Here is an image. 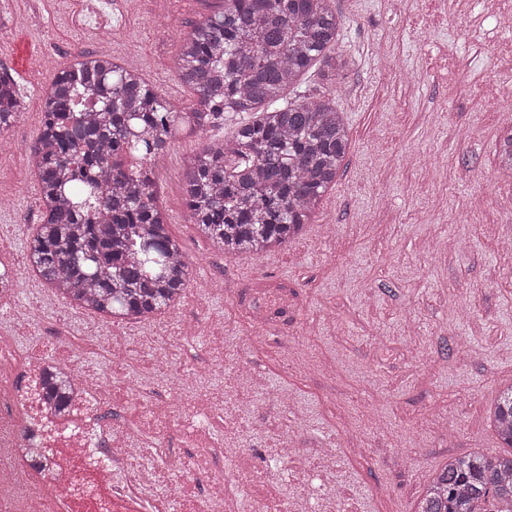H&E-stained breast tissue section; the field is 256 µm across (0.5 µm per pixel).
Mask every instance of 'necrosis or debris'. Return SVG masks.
I'll return each mask as SVG.
<instances>
[{"mask_svg":"<svg viewBox=\"0 0 512 512\" xmlns=\"http://www.w3.org/2000/svg\"><path fill=\"white\" fill-rule=\"evenodd\" d=\"M43 317L41 304L17 306L11 327L0 328V512H159L151 495L165 472L213 486L211 495L194 499L189 512H236V487L264 483L266 477L242 449H234L231 475L217 480L204 454L212 447V430L203 419L220 412L225 427H232L242 407L229 404L222 393L208 387L182 385L159 395L135 384L116 397L92 364L64 360L75 379L69 395L70 412L59 416L42 397L41 376L49 364L15 336L13 326H29ZM230 316L181 323L183 335L200 334L216 341L214 356L205 366L212 372L224 366L222 342L237 333ZM80 348L107 361L126 360L128 337L112 333L111 322L95 319ZM136 409V422L112 425L107 417L114 403ZM178 431L187 447L197 449L193 459L161 470L145 461L147 448H165L171 431Z\"/></svg>","mask_w":512,"mask_h":512,"instance_id":"obj_1","label":"necrosis or debris"}]
</instances>
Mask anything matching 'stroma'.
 <instances>
[{
  "mask_svg": "<svg viewBox=\"0 0 512 512\" xmlns=\"http://www.w3.org/2000/svg\"><path fill=\"white\" fill-rule=\"evenodd\" d=\"M222 0H0V70H13L12 41H27L54 68L32 63L17 74L22 117L0 153V225L13 224L0 260L26 254L40 217L27 143L41 129L40 97L71 48L132 60L166 99L189 106L193 92L172 59L179 33L214 15ZM339 48L351 61L333 93L350 128L351 148L336 185L304 236L258 256L214 250L184 208V164L234 122L176 136L157 179L192 280L171 315H235L234 352L264 382L251 395L237 443L280 491L278 423L306 414L304 455L350 444L336 466L350 482L353 512H414L433 471L454 456L499 452L487 415L496 391L512 384V174L495 148L512 127V102L481 86L512 50V27L496 47L481 46L452 0H335ZM452 61L456 78L437 71ZM25 216L14 224V216ZM226 290L211 291L215 282ZM304 340L314 362L338 371L299 375L288 341ZM446 412L448 429L433 422Z\"/></svg>",
  "mask_w": 512,
  "mask_h": 512,
  "instance_id": "obj_1",
  "label": "stroma"
}]
</instances>
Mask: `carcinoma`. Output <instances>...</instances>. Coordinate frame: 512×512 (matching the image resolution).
Listing matches in <instances>:
<instances>
[{"label":"carcinoma","instance_id":"obj_1","mask_svg":"<svg viewBox=\"0 0 512 512\" xmlns=\"http://www.w3.org/2000/svg\"><path fill=\"white\" fill-rule=\"evenodd\" d=\"M333 0H224L182 35L174 66L195 93V129L236 120L234 134L189 158L185 203L192 223L226 256L281 247L310 223L336 183L349 132L336 100L301 78L321 65L333 84L348 67L337 50ZM21 110L0 72V136ZM35 157L42 223L29 267L62 298L94 314L145 319L175 307L190 264L157 206V159L182 111L132 61L83 56L57 72L42 97ZM71 379L51 370L46 393L64 402ZM510 452L473 450L427 483L416 512H486L512 497V385L489 414Z\"/></svg>","mask_w":512,"mask_h":512}]
</instances>
